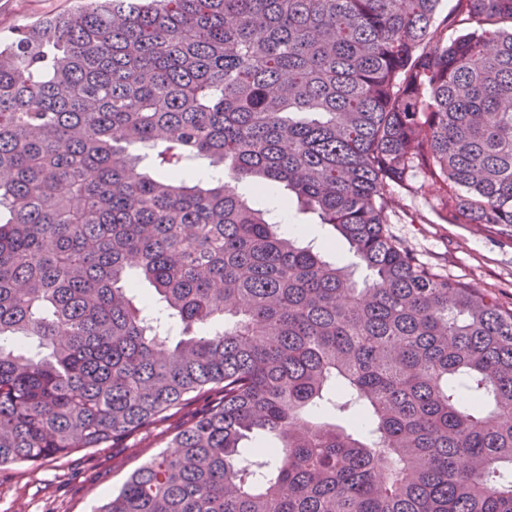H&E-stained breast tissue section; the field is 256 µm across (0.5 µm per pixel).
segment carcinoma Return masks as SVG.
I'll list each match as a JSON object with an SVG mask.
<instances>
[{
  "mask_svg": "<svg viewBox=\"0 0 512 512\" xmlns=\"http://www.w3.org/2000/svg\"><path fill=\"white\" fill-rule=\"evenodd\" d=\"M83 2L0 42V467L203 395L98 512H512V308L386 230L512 226V0ZM233 185H235L236 191L249 201H252L256 208L270 209L273 215V211L265 198L255 200L248 181H240L233 183ZM273 217L276 221L280 222L281 229L284 233L288 232L289 234L291 232L292 228L290 225L300 224L304 229V233L308 236V240H313L315 244L328 243L331 245L330 255L333 259L341 263H351L353 261L352 255L348 253V246L335 236V231L332 226L328 224H318L319 221L313 215L300 214L294 209H290L288 216L281 215L279 219H277L275 215H273Z\"/></svg>",
  "mask_w": 512,
  "mask_h": 512,
  "instance_id": "carcinoma-1",
  "label": "carcinoma"
}]
</instances>
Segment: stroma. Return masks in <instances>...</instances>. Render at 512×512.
I'll use <instances>...</instances> for the list:
<instances>
[{
  "instance_id": "stroma-1",
  "label": "stroma",
  "mask_w": 512,
  "mask_h": 512,
  "mask_svg": "<svg viewBox=\"0 0 512 512\" xmlns=\"http://www.w3.org/2000/svg\"><path fill=\"white\" fill-rule=\"evenodd\" d=\"M77 0H0V39L47 15L71 11ZM436 190L423 183L403 196L388 231L408 245L420 261L448 276L496 296L512 306V229L499 224H433L430 204ZM301 225L315 243L331 246L333 259L352 262L348 247L331 225L310 214L289 211L283 232ZM206 399L185 401L172 414L116 445H103L33 468L16 463L0 468V512H94L101 498L118 488L137 467L167 451L175 433L190 423Z\"/></svg>"
}]
</instances>
